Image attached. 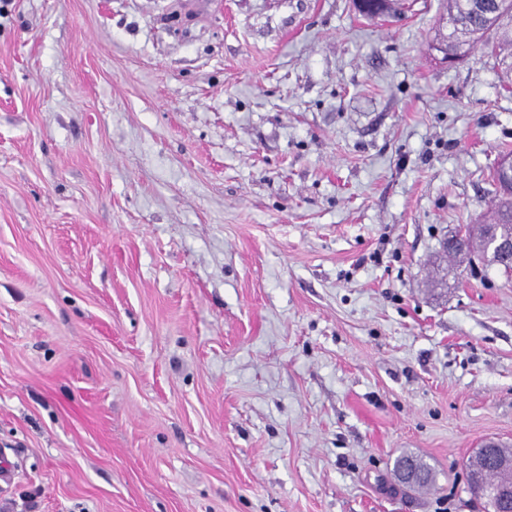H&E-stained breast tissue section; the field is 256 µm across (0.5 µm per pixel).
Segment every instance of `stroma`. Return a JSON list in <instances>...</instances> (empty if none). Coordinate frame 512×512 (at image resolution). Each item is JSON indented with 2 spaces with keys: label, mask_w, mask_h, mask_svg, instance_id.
Masks as SVG:
<instances>
[{
  "label": "stroma",
  "mask_w": 512,
  "mask_h": 512,
  "mask_svg": "<svg viewBox=\"0 0 512 512\" xmlns=\"http://www.w3.org/2000/svg\"><path fill=\"white\" fill-rule=\"evenodd\" d=\"M444 9L0 0V512H475L512 272L441 242L512 77ZM359 13L369 18L398 17L410 8L408 0H353ZM410 459L415 461L416 464H414V466L420 470V472L422 473V477L419 480L420 475L418 474L416 469L411 465H407V466H405L404 471H403L404 477L410 481H417V480H419V481L414 484L406 485V484H403L398 481L396 472H397V470L399 471L400 466L402 464H407L408 460H410ZM393 474H394L395 479L401 486H403L405 488L412 489V490L419 491V489L425 488V487L432 488L436 484V475H435L434 471L432 470V468L421 457L415 456L412 454H402L394 460Z\"/></svg>",
  "instance_id": "stroma-1"
}]
</instances>
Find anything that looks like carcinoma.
<instances>
[{
	"label": "carcinoma",
	"mask_w": 512,
	"mask_h": 512,
	"mask_svg": "<svg viewBox=\"0 0 512 512\" xmlns=\"http://www.w3.org/2000/svg\"><path fill=\"white\" fill-rule=\"evenodd\" d=\"M359 13L369 18L398 17L410 8L409 0H353ZM448 19L452 27L448 33L440 32L434 49L454 54L463 50L467 54L474 49L482 50L484 56L503 66L512 73V0H448ZM493 203L490 211L477 225L466 224L457 232L460 240L456 245L455 257L462 260L477 258L486 265H497L505 271H512V260L494 259L483 253L472 254L473 243L498 237L512 238V201L504 196L501 179L493 175ZM415 461V467L422 473L421 479L407 485L419 490L432 488L436 475L432 468L419 456L402 454L394 460L393 470ZM485 449L480 448L468 462V485L472 496L480 502L482 512H512V501L502 506L498 489L512 486V470L496 469L485 463Z\"/></svg>",
	"instance_id": "cac0c4a2"
}]
</instances>
